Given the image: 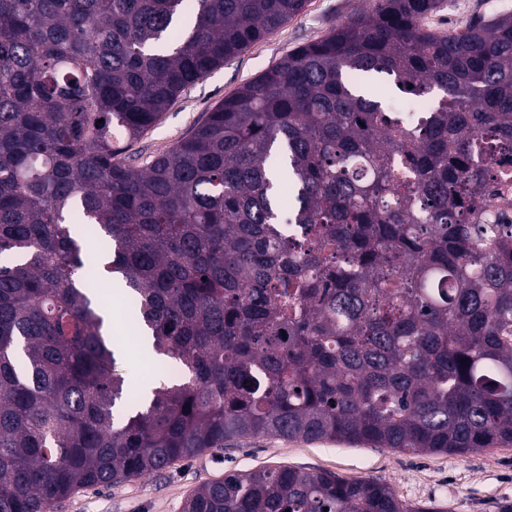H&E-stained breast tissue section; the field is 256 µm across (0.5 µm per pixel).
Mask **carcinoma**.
I'll use <instances>...</instances> for the list:
<instances>
[{"label": "carcinoma", "mask_w": 512, "mask_h": 512, "mask_svg": "<svg viewBox=\"0 0 512 512\" xmlns=\"http://www.w3.org/2000/svg\"><path fill=\"white\" fill-rule=\"evenodd\" d=\"M374 0L241 86L145 169L120 160L188 85L306 0H0V512H51L224 448L512 445V12ZM380 86L428 100L405 122ZM99 239L103 264L81 251ZM161 365L114 369L95 283ZM449 512L280 467L182 512ZM445 10L430 18V25L448 31V27L459 24L473 12L493 14L512 11V0H446ZM159 362L155 360V355L142 354L138 350L130 357L119 358L116 367L121 373H127L130 390L133 395L141 393L143 386L149 382H154L158 376L156 365Z\"/></svg>", "instance_id": "1"}]
</instances>
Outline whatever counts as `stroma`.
<instances>
[{
  "instance_id": "35a3bbf8",
  "label": "stroma",
  "mask_w": 512,
  "mask_h": 512,
  "mask_svg": "<svg viewBox=\"0 0 512 512\" xmlns=\"http://www.w3.org/2000/svg\"><path fill=\"white\" fill-rule=\"evenodd\" d=\"M368 0H307L295 18L187 86L134 145V165L168 152L224 98L297 47L322 38L336 21L367 8ZM512 11V0H447L430 25L445 30L473 12ZM324 470L349 480L377 479L402 501L438 504L450 512H512V445L465 455L402 453L388 448L286 441L274 436L235 439L223 448L178 461L164 470L81 490L54 512H181L198 486L259 468Z\"/></svg>"
}]
</instances>
